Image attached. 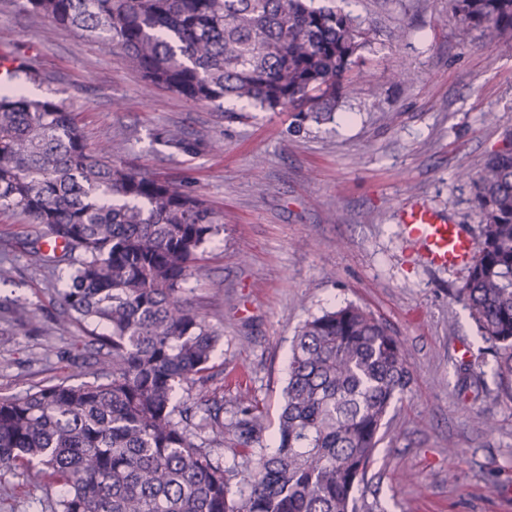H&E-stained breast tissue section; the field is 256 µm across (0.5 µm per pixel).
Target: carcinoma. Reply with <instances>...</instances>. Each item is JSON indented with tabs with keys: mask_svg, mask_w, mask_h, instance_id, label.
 I'll return each mask as SVG.
<instances>
[{
	"mask_svg": "<svg viewBox=\"0 0 512 512\" xmlns=\"http://www.w3.org/2000/svg\"><path fill=\"white\" fill-rule=\"evenodd\" d=\"M40 22L119 49L153 85L194 102L287 108L332 118L345 74L367 46L351 16L307 0H18ZM460 39L512 41V0H453ZM0 80V210L46 228L31 265L61 271V326L90 327L105 350L91 382L0 398V469L60 487L53 512H357L391 406L412 382L386 321L348 303L293 337L275 446L242 400L179 408L177 387L205 384L221 339L182 296L201 248L223 229L206 202L92 150L55 96L32 99L33 64L14 53ZM476 255L456 296L489 344L512 397V138L474 174ZM255 457L246 489L224 448Z\"/></svg>",
	"mask_w": 512,
	"mask_h": 512,
	"instance_id": "1",
	"label": "carcinoma"
}]
</instances>
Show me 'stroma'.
<instances>
[{
	"mask_svg": "<svg viewBox=\"0 0 512 512\" xmlns=\"http://www.w3.org/2000/svg\"><path fill=\"white\" fill-rule=\"evenodd\" d=\"M315 3L353 16L369 40L354 91L321 123L239 103L227 112L153 87L95 37L32 21L16 0H0V34L33 60L30 97L55 93L90 146L107 144L113 163L199 195L223 223L185 296L221 335L206 391L225 412L249 393L272 445L297 327L366 306L402 342L412 383L386 417L358 512H512V398L456 298L467 269L424 266L399 227L403 210L424 203L478 237L473 191L457 173L479 171L512 132V46L479 30L460 42L450 0ZM401 70L411 81L395 80ZM43 231L0 211L9 271L0 308L34 317L0 345V397L93 378L82 331L53 332L54 272L21 248ZM466 361L480 390L463 382ZM54 496L23 469L0 471V512H52Z\"/></svg>",
	"mask_w": 512,
	"mask_h": 512,
	"instance_id": "stroma-1",
	"label": "stroma"
}]
</instances>
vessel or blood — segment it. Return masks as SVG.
I'll list each match as a JSON object with an SVG mask.
<instances>
[{
  "label": "vessel or blood",
  "mask_w": 512,
  "mask_h": 512,
  "mask_svg": "<svg viewBox=\"0 0 512 512\" xmlns=\"http://www.w3.org/2000/svg\"><path fill=\"white\" fill-rule=\"evenodd\" d=\"M403 231L420 248L429 266L464 264L473 258L474 246L464 230L431 211H411Z\"/></svg>",
  "instance_id": "1"
}]
</instances>
